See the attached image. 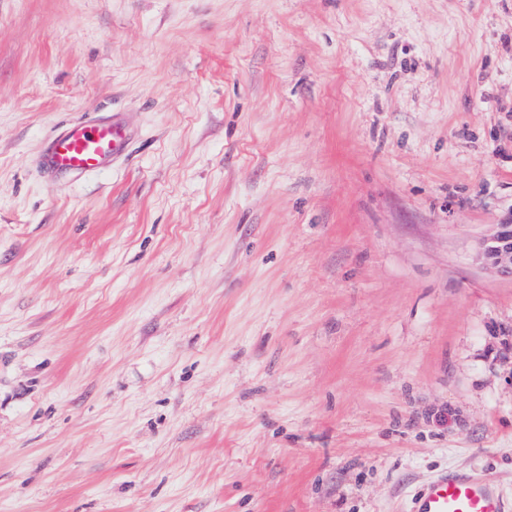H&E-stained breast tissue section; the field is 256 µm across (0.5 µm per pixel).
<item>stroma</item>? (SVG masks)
<instances>
[{
    "mask_svg": "<svg viewBox=\"0 0 512 512\" xmlns=\"http://www.w3.org/2000/svg\"><path fill=\"white\" fill-rule=\"evenodd\" d=\"M509 220L512 0H0V512L512 503ZM124 144V132L113 119L70 124L53 136L41 157L49 172L83 175L111 168ZM481 257L487 265L512 277V220L496 225L494 233L482 244ZM412 512H508L495 480L442 472L413 495Z\"/></svg>",
    "mask_w": 512,
    "mask_h": 512,
    "instance_id": "stroma-1",
    "label": "stroma"
}]
</instances>
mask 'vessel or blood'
Here are the masks:
<instances>
[{
  "instance_id": "1",
  "label": "vessel or blood",
  "mask_w": 512,
  "mask_h": 512,
  "mask_svg": "<svg viewBox=\"0 0 512 512\" xmlns=\"http://www.w3.org/2000/svg\"><path fill=\"white\" fill-rule=\"evenodd\" d=\"M124 144L121 126L111 119L70 124L53 136L41 157L50 172L83 175L111 168ZM412 512H511L489 476L443 472L412 498Z\"/></svg>"
}]
</instances>
